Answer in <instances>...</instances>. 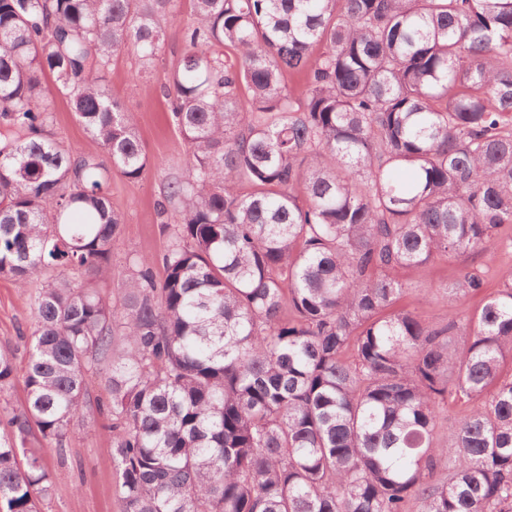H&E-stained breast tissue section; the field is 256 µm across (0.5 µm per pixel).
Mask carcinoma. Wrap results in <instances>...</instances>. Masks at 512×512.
<instances>
[{"label": "carcinoma", "instance_id": "obj_1", "mask_svg": "<svg viewBox=\"0 0 512 512\" xmlns=\"http://www.w3.org/2000/svg\"><path fill=\"white\" fill-rule=\"evenodd\" d=\"M191 5L165 84L188 155L156 206L169 244L112 298L110 181L155 162L108 75L155 67L181 0H0V279L42 280L25 366L0 352V393L24 389L0 408V512H41L33 440L64 447L98 366L118 512H512V268L439 324L391 275L512 225V0ZM43 74L89 148L56 137ZM469 412V406L462 401L449 402L438 420L435 431V440L444 448L448 447V454L453 452L450 447V435L459 422Z\"/></svg>", "mask_w": 512, "mask_h": 512}]
</instances>
